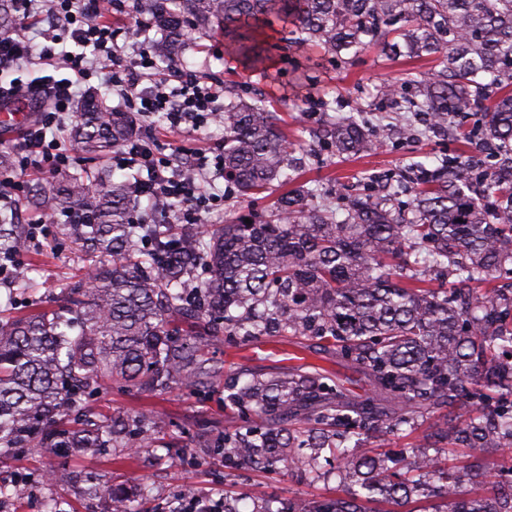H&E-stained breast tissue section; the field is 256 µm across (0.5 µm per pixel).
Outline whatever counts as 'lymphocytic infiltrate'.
<instances>
[{
  "mask_svg": "<svg viewBox=\"0 0 512 512\" xmlns=\"http://www.w3.org/2000/svg\"><path fill=\"white\" fill-rule=\"evenodd\" d=\"M15 5L22 25L0 37V78L10 79L8 86H0V99L15 101L29 93L45 96L38 106V119L23 132L21 152L26 165L50 170L68 163V155L57 141L47 140L46 131L73 111L81 84L93 77L141 116L163 113L172 129L197 130L213 118L218 86L183 73L178 87H169L152 47H143L132 57L123 54L118 40L125 30L113 26L112 17L124 11V0H45L41 11L36 0H15ZM41 19L47 25L40 29L41 41L35 44L28 36L29 23ZM35 60L48 68V75L26 84L12 79V72ZM184 156V148L165 155L153 140L145 139L131 145L126 163L145 173L131 186L134 197L180 203L186 221L192 222L207 188L203 179L187 173Z\"/></svg>",
  "mask_w": 512,
  "mask_h": 512,
  "instance_id": "obj_1",
  "label": "lymphocytic infiltrate"
}]
</instances>
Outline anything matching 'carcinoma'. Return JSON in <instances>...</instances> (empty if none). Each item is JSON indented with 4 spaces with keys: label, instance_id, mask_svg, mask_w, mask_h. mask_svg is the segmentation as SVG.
I'll use <instances>...</instances> for the list:
<instances>
[{
    "label": "carcinoma",
    "instance_id": "1",
    "mask_svg": "<svg viewBox=\"0 0 512 512\" xmlns=\"http://www.w3.org/2000/svg\"><path fill=\"white\" fill-rule=\"evenodd\" d=\"M161 32L158 60L175 63L193 32L217 33L254 71L268 60V32L291 25L293 44L333 57L381 43L440 69L380 96L448 133L484 111L464 134L463 156L413 166L410 212L399 187L337 204L298 187L271 216L235 215L201 236L189 224L136 221L130 184L92 167L59 173L26 202L66 218L82 245L88 286L28 316L0 313V461L21 448L61 457L76 448H151L160 440L141 412L95 419L85 399L108 381L152 393L198 382L187 370L209 336L234 348L267 336L324 343L364 375L356 398L332 371L290 368L275 377L224 380V411L236 423L211 445L224 466L287 471L338 485L318 509L300 498L265 499L259 512H400L435 499L432 512H512V480L485 453L512 451V0H133ZM224 105V181L245 200L292 181L294 143L262 95L238 84ZM138 136L131 112L106 111L95 95L75 113L74 137L91 155ZM415 124L367 128L337 113L321 145L361 155L378 140L409 141ZM251 220L246 224L245 220ZM26 231L0 214V254L21 250ZM489 292H481L487 283ZM437 415L428 448L384 454L371 439L408 436L418 413ZM80 424L68 425L69 420ZM115 512H143L123 488L89 479Z\"/></svg>",
    "mask_w": 512,
    "mask_h": 512
}]
</instances>
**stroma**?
Wrapping results in <instances>:
<instances>
[{"label": "stroma", "instance_id": "35a3bbf8", "mask_svg": "<svg viewBox=\"0 0 512 512\" xmlns=\"http://www.w3.org/2000/svg\"><path fill=\"white\" fill-rule=\"evenodd\" d=\"M274 64L267 71H250L224 51V39L217 34L192 33L185 41L180 62L186 70L203 80L225 86L235 82L262 93L270 111L276 112L290 140L304 147L307 171L305 180L318 185L321 193L334 198L347 192L365 193L381 189L385 182L409 175L413 162L433 163L436 158L455 156L468 150L459 135L435 133L425 120H417L419 136L415 142L386 141L358 158L339 157L317 143L316 130L327 117L323 102H336L341 112L362 111L368 126L393 124L401 113L378 96L380 86L408 83L434 67L431 59L390 60L378 46L364 50L349 63L331 59L317 49L291 46L284 35H275ZM148 132L155 141L182 146L205 154V177L216 198L201 211L199 230L224 223L232 214L269 215L275 208L277 191L254 195L241 201L227 186L223 170L217 169L224 142L222 121L208 123L197 131L170 129L162 116L149 120ZM38 241L30 244L8 281L0 283V309L12 315L35 310H51L84 276L76 246L65 235L61 224H48ZM284 357L271 355L228 358L223 343H215L199 380L207 385L208 395L176 385L151 395L135 397L107 384L89 397L88 412L97 418L116 410H148L161 434L173 435L172 448H149L138 455L125 449L107 452L94 449L75 451L72 467L80 473L108 476L113 483L136 490L145 486L151 493L143 503L145 512H176L178 494L209 493L213 498L235 500L240 512H256L259 501L254 491L288 498L298 496L308 502L325 494L324 483H299L288 472L269 474L260 471L225 469L221 460L210 456L206 444L224 430V379L246 369L263 376L287 373ZM58 458L32 448L18 457L0 463V484L8 489L0 497V512H44L46 502L56 503L59 512H110L108 497L89 498L80 484H52L44 481L46 472L56 469Z\"/></svg>", "mask_w": 512, "mask_h": 512}]
</instances>
